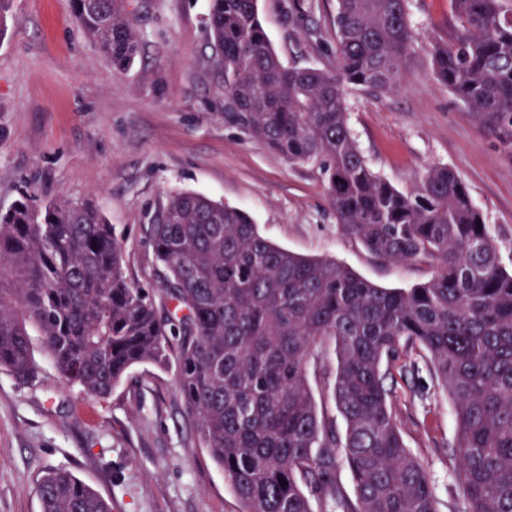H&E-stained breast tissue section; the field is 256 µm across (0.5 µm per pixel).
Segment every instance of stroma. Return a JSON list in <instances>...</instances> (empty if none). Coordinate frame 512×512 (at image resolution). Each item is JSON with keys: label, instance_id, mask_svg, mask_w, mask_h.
Wrapping results in <instances>:
<instances>
[{"label": "stroma", "instance_id": "stroma-1", "mask_svg": "<svg viewBox=\"0 0 512 512\" xmlns=\"http://www.w3.org/2000/svg\"><path fill=\"white\" fill-rule=\"evenodd\" d=\"M337 0H258L273 48L291 68L334 71ZM210 0H126L141 49L113 72L75 19L73 0H9L0 15V209L21 192L94 203L112 226L135 286H160L150 226L176 192L248 212L260 234L305 257H333L385 288L428 281L431 264H391L342 233L314 164H291L224 124V77L206 27ZM415 48L401 87L349 90L350 130L369 167L416 187L435 164L454 169L512 270V152L448 91L436 46L457 33L450 0H410ZM39 383L0 373V512H40L38 479L63 468L112 512H240L223 470L197 440L175 369L132 368L107 399L61 387L42 348ZM398 402L408 448L441 512L460 505L448 469L454 406L428 368Z\"/></svg>", "mask_w": 512, "mask_h": 512}]
</instances>
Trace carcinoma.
Masks as SVG:
<instances>
[{
	"instance_id": "obj_1",
	"label": "carcinoma",
	"mask_w": 512,
	"mask_h": 512,
	"mask_svg": "<svg viewBox=\"0 0 512 512\" xmlns=\"http://www.w3.org/2000/svg\"><path fill=\"white\" fill-rule=\"evenodd\" d=\"M455 39L433 54L437 78L503 147H512V0H451ZM82 28L125 71L140 41L125 0H75ZM224 125L288 161L317 164L343 233L391 263L429 262L409 288H382L329 257L264 238L244 211L173 194L151 224L163 268L155 293L133 286L91 202L25 194L0 211V372L35 383L33 337L58 380L104 399L140 364L175 366L199 443L224 470L242 512H439L430 474L407 447L398 381L423 351L454 403L448 453L462 512H512V272L460 176L427 170L401 191L354 140L347 91L383 94L413 51L408 0H337L336 71L286 66L257 0H210ZM344 423L319 414L315 349ZM349 470L353 493L338 480ZM287 485H280V481ZM41 512H112L65 469L37 485Z\"/></svg>"
}]
</instances>
